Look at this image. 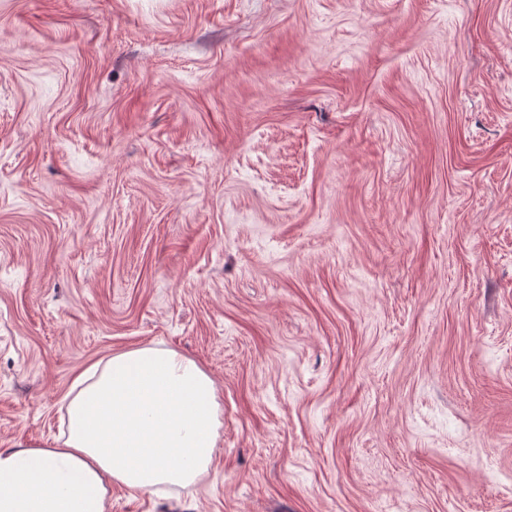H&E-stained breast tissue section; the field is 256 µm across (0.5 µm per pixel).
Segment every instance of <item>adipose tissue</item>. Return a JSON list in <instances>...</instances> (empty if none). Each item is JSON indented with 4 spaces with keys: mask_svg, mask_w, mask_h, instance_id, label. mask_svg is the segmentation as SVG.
I'll use <instances>...</instances> for the list:
<instances>
[{
    "mask_svg": "<svg viewBox=\"0 0 512 512\" xmlns=\"http://www.w3.org/2000/svg\"><path fill=\"white\" fill-rule=\"evenodd\" d=\"M76 385L60 446L0 449V512H107L111 485L153 492L204 475L221 405L193 359L130 349L94 363Z\"/></svg>",
    "mask_w": 512,
    "mask_h": 512,
    "instance_id": "obj_1",
    "label": "adipose tissue"
}]
</instances>
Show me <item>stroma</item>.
Returning a JSON list of instances; mask_svg holds the SVG:
<instances>
[{
  "mask_svg": "<svg viewBox=\"0 0 512 512\" xmlns=\"http://www.w3.org/2000/svg\"><path fill=\"white\" fill-rule=\"evenodd\" d=\"M142 347L222 426L108 512H512V0H0V448Z\"/></svg>",
  "mask_w": 512,
  "mask_h": 512,
  "instance_id": "stroma-1",
  "label": "stroma"
}]
</instances>
